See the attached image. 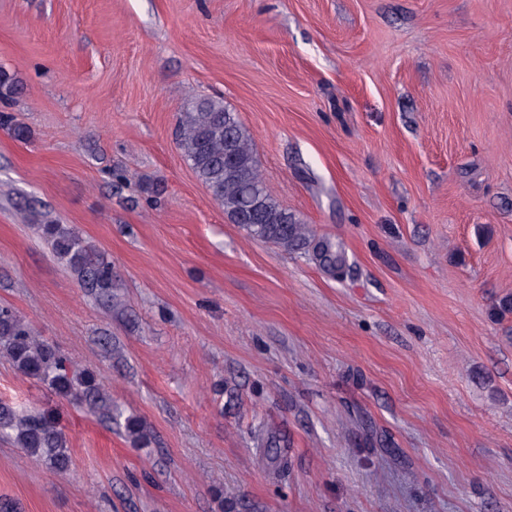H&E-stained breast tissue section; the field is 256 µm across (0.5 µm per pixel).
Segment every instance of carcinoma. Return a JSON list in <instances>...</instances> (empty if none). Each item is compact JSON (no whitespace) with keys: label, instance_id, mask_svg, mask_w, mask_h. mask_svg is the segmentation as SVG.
<instances>
[{"label":"carcinoma","instance_id":"cac0c4a2","mask_svg":"<svg viewBox=\"0 0 512 512\" xmlns=\"http://www.w3.org/2000/svg\"><path fill=\"white\" fill-rule=\"evenodd\" d=\"M18 80L0 69V100L18 92ZM0 126L18 140L29 137L27 127L0 113ZM177 142L182 154L230 221L248 219L242 230L287 254H304L319 265L336 269L342 258L336 245L282 207L269 193L259 171L251 138L236 112L224 102L205 96L187 99L177 117ZM54 254L96 297H112V261L108 255L71 229L48 220L40 225ZM0 352L22 375L45 385L70 403H84L112 419V400L100 390L89 370L78 371L55 346L41 340L35 329L12 307L0 305ZM125 430L135 443L146 441L142 423L129 418ZM0 437L13 441L27 455L63 473L71 467L67 439L55 414L35 412L0 400Z\"/></svg>","mask_w":512,"mask_h":512}]
</instances>
